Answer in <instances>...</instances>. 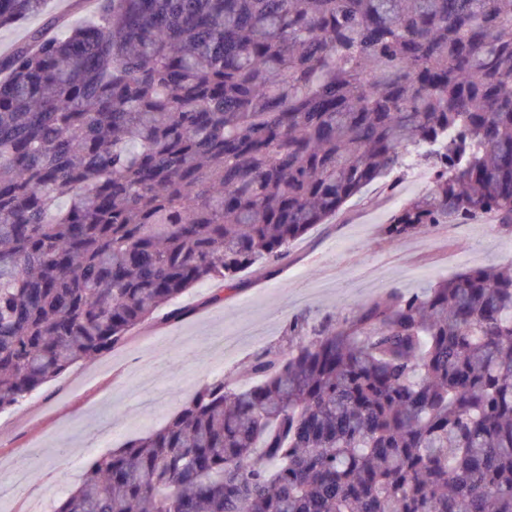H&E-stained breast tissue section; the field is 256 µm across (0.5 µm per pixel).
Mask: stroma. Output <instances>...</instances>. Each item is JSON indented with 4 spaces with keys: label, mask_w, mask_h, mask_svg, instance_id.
<instances>
[{
    "label": "stroma",
    "mask_w": 512,
    "mask_h": 512,
    "mask_svg": "<svg viewBox=\"0 0 512 512\" xmlns=\"http://www.w3.org/2000/svg\"><path fill=\"white\" fill-rule=\"evenodd\" d=\"M75 23L92 13L74 0H46L39 15L0 29V54L58 16ZM396 193L374 184L349 200L327 223L294 241L285 264L254 266L235 289L217 283L196 286L177 301L185 316L171 321L166 309L133 329L127 343L109 356L83 362L43 385L0 419V464L30 474L0 512H23L32 501L47 512L81 483L93 460L109 446L162 427L215 375L250 380L254 357L270 350L288 355L290 319L309 325L347 315L359 304L397 290L410 295L429 284L483 266L512 264V234L488 220L444 224L390 241L384 226L397 203L431 191V172H395ZM257 325L260 338L244 336L228 350L212 342L225 327ZM114 432L101 442L102 426Z\"/></svg>",
    "instance_id": "1"
}]
</instances>
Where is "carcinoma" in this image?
Masks as SVG:
<instances>
[{
	"label": "carcinoma",
	"mask_w": 512,
	"mask_h": 512,
	"mask_svg": "<svg viewBox=\"0 0 512 512\" xmlns=\"http://www.w3.org/2000/svg\"><path fill=\"white\" fill-rule=\"evenodd\" d=\"M91 2L0 58V413L414 155L388 239L512 232V0ZM287 333L55 512H512V271Z\"/></svg>",
	"instance_id": "carcinoma-1"
}]
</instances>
